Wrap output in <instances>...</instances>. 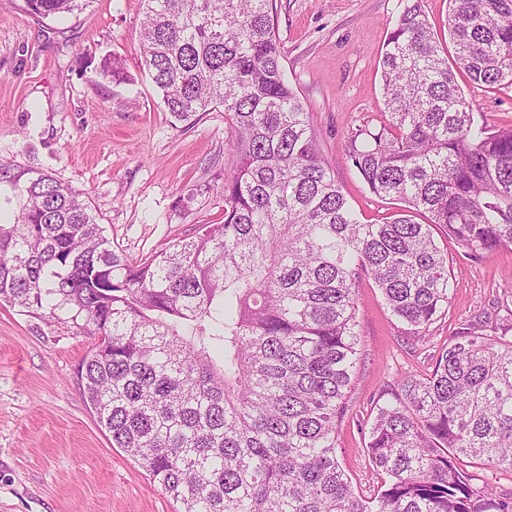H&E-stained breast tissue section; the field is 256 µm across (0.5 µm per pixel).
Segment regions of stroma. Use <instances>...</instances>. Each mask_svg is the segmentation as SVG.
<instances>
[{
	"label": "stroma",
	"mask_w": 512,
	"mask_h": 512,
	"mask_svg": "<svg viewBox=\"0 0 512 512\" xmlns=\"http://www.w3.org/2000/svg\"><path fill=\"white\" fill-rule=\"evenodd\" d=\"M282 64L306 103L319 148L367 224L396 203L370 193L349 159V140L384 119L380 59L401 0H273ZM141 0H90L42 20L22 0H0V168L43 172L83 192L113 250L135 262L224 219V111L173 123L140 64ZM113 57L125 80L103 79ZM476 115L512 125V88L462 82ZM448 255V304L425 342L409 336L371 278L356 290L362 350L338 462L355 492L381 477L367 452L387 385L431 373L465 324L490 335L512 328V246L473 259L436 234ZM73 324L0 305V512H175L139 463L112 445L85 406L76 369L95 344Z\"/></svg>",
	"instance_id": "obj_1"
}]
</instances>
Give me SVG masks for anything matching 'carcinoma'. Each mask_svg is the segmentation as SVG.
Segmentation results:
<instances>
[{"instance_id": "cac0c4a2", "label": "carcinoma", "mask_w": 512, "mask_h": 512, "mask_svg": "<svg viewBox=\"0 0 512 512\" xmlns=\"http://www.w3.org/2000/svg\"><path fill=\"white\" fill-rule=\"evenodd\" d=\"M43 18L80 0H23ZM141 64L175 121L224 109V222L132 264L83 193L0 171L20 210L0 224V301L99 335L79 363L98 426L176 512H512L465 457L512 469V340L462 327L425 378L377 407L367 451L385 475L357 495L336 419L360 357L355 289L374 280L425 340L448 304L442 229L467 256L512 245V125L478 121L458 84L512 87V0H448L453 60L408 0L382 57L387 121L351 139L376 196L364 224L281 65L273 0H142ZM428 216V223L411 214Z\"/></svg>"}]
</instances>
